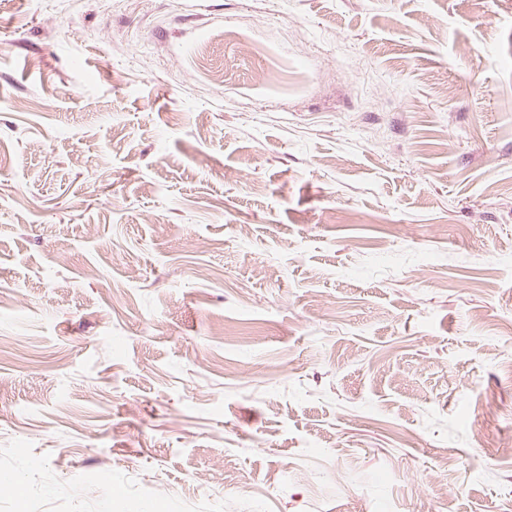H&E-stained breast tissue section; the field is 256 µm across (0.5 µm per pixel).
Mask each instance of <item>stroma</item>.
Masks as SVG:
<instances>
[{
	"mask_svg": "<svg viewBox=\"0 0 512 512\" xmlns=\"http://www.w3.org/2000/svg\"><path fill=\"white\" fill-rule=\"evenodd\" d=\"M0 87V512L512 501V0H0Z\"/></svg>",
	"mask_w": 512,
	"mask_h": 512,
	"instance_id": "obj_1",
	"label": "stroma"
}]
</instances>
